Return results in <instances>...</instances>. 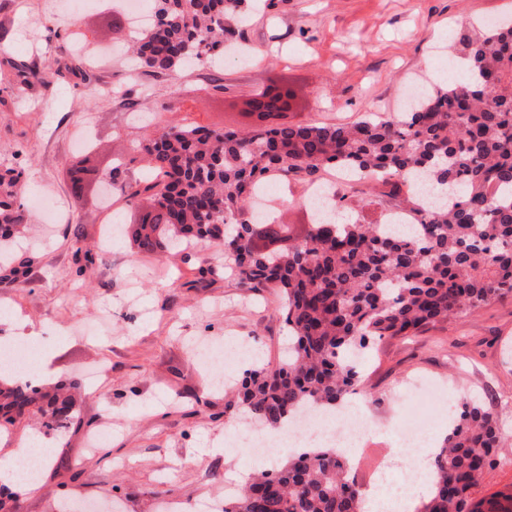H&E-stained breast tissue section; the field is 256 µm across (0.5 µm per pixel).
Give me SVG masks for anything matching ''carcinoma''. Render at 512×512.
I'll return each instance as SVG.
<instances>
[{
	"mask_svg": "<svg viewBox=\"0 0 512 512\" xmlns=\"http://www.w3.org/2000/svg\"><path fill=\"white\" fill-rule=\"evenodd\" d=\"M152 22L132 45L139 68L174 76L224 54L243 0H153ZM468 78L425 89L411 111L351 124L277 119L284 93L249 103L265 112L248 129L169 126L139 144L146 177L118 190L150 198L130 225L139 253L160 255L182 240L224 249V268L253 290L274 288L295 342L277 367L260 365L225 405L278 427L308 407L334 410L359 381L354 352L378 336H410L512 296V20L463 32L456 41ZM324 169L359 181L338 192L352 221L313 220L300 238L287 224L248 212L269 179L303 182ZM22 171L0 162V250L28 226L18 203ZM437 203L419 232L388 236L368 213ZM32 257L13 255L4 277L29 286ZM448 427L433 459V495L422 512H512V496L476 501L471 489L502 442L493 414L472 402ZM77 400L0 376V430L38 414L48 431L72 424ZM224 512H361V493L339 448L304 451L251 478Z\"/></svg>",
	"mask_w": 512,
	"mask_h": 512,
	"instance_id": "carcinoma-1",
	"label": "carcinoma"
}]
</instances>
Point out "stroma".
I'll use <instances>...</instances> for the list:
<instances>
[{"label": "stroma", "mask_w": 512, "mask_h": 512, "mask_svg": "<svg viewBox=\"0 0 512 512\" xmlns=\"http://www.w3.org/2000/svg\"><path fill=\"white\" fill-rule=\"evenodd\" d=\"M113 0H93L79 17L68 0H0V160L24 172L65 212L45 224L29 194L31 220L15 240L30 252V285L0 283V345L35 334L33 359L50 354L53 384H82L74 423L49 442L51 453L32 487H17L4 512H192L201 499L220 501L230 471L276 468L288 458L277 448L268 463L225 455L237 433L251 427L242 412L226 415L224 391L197 356L202 345L247 343L224 374L241 380L254 361L277 365L291 341L273 289L252 292L224 271V252L194 241L162 256L132 249L121 233L136 222L147 198L113 193L111 210L95 202L100 185L73 195L76 159L121 167L116 179L138 180L143 163L135 145L148 125L196 124L212 129L249 125L245 102L270 81L283 80L298 104L294 123L348 124L394 117L412 80L461 77L447 49L476 21L512 15V0H274L250 9L235 40L247 61L181 70L177 77L136 68L126 57L103 58L89 80L65 75L56 85L36 78L45 66L65 67L77 45L107 48L128 37V19ZM111 85L117 96L101 94ZM183 103L173 108V92ZM90 126L96 148L75 143ZM309 185L276 187L277 221L299 232L309 222ZM119 232L105 239L106 225ZM104 374L87 384L86 372ZM359 416L372 418L374 447L393 458L408 419L434 410L416 376L443 396L465 395L496 416L503 443L495 463L471 490L474 499L512 494V297L414 336L375 340L360 367ZM108 426L112 435L93 449L87 437Z\"/></svg>", "instance_id": "1"}]
</instances>
